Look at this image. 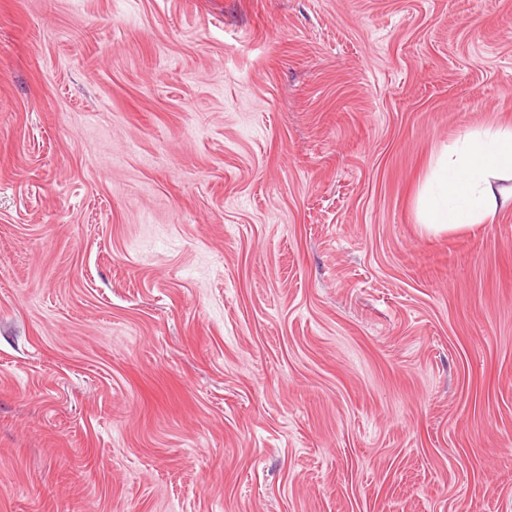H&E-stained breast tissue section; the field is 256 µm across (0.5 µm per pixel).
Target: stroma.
I'll use <instances>...</instances> for the list:
<instances>
[{"label": "stroma", "mask_w": 512, "mask_h": 512, "mask_svg": "<svg viewBox=\"0 0 512 512\" xmlns=\"http://www.w3.org/2000/svg\"><path fill=\"white\" fill-rule=\"evenodd\" d=\"M512 0H0V512H512ZM506 175L512 178V128L457 139L452 153L445 149L439 156L422 189V223L435 230L491 223L497 214L491 180Z\"/></svg>", "instance_id": "1"}]
</instances>
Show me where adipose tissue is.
Masks as SVG:
<instances>
[{"label":"adipose tissue","mask_w":512,"mask_h":512,"mask_svg":"<svg viewBox=\"0 0 512 512\" xmlns=\"http://www.w3.org/2000/svg\"><path fill=\"white\" fill-rule=\"evenodd\" d=\"M512 176V128L467 134L441 154L419 198L421 220L432 229L493 221L494 179Z\"/></svg>","instance_id":"adipose-tissue-1"}]
</instances>
